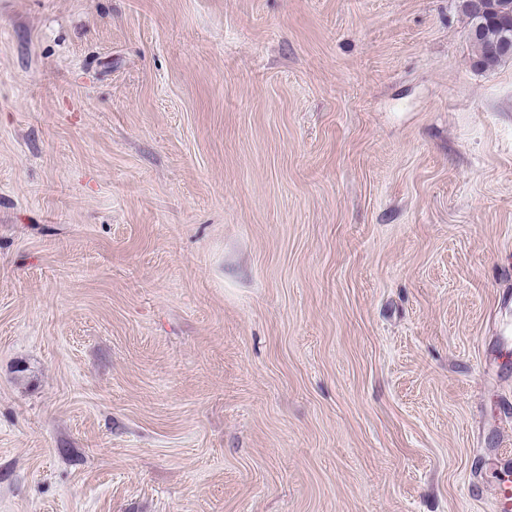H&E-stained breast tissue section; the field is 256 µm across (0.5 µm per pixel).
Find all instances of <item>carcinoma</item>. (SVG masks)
Segmentation results:
<instances>
[{"label":"carcinoma","mask_w":512,"mask_h":512,"mask_svg":"<svg viewBox=\"0 0 512 512\" xmlns=\"http://www.w3.org/2000/svg\"><path fill=\"white\" fill-rule=\"evenodd\" d=\"M468 18L469 39L484 69L497 67L512 57L504 38H512V0H462Z\"/></svg>","instance_id":"cac0c4a2"}]
</instances>
